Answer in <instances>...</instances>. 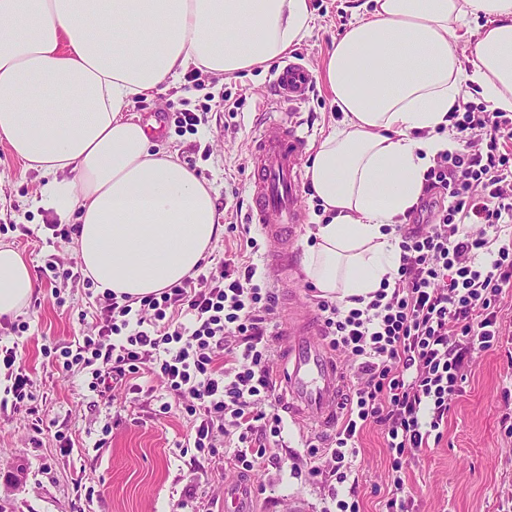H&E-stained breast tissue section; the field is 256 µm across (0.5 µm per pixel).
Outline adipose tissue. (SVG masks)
<instances>
[{
  "label": "adipose tissue",
  "instance_id": "obj_1",
  "mask_svg": "<svg viewBox=\"0 0 512 512\" xmlns=\"http://www.w3.org/2000/svg\"><path fill=\"white\" fill-rule=\"evenodd\" d=\"M372 3L328 59L343 119L306 173L331 219L309 229L303 271L341 301L392 281L387 228L453 147L464 90L512 112V0ZM478 14L488 23L461 59L455 43ZM312 22L309 0H0V139L48 176L39 207L77 219L75 252L98 290L140 299L179 284L222 232L212 185L127 118L133 99L191 69L265 66ZM33 293L27 262L0 243V317Z\"/></svg>",
  "mask_w": 512,
  "mask_h": 512
}]
</instances>
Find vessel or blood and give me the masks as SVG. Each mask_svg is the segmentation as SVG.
Returning a JSON list of instances; mask_svg holds the SVG:
<instances>
[{
	"instance_id": "1",
	"label": "vessel or blood",
	"mask_w": 512,
	"mask_h": 512,
	"mask_svg": "<svg viewBox=\"0 0 512 512\" xmlns=\"http://www.w3.org/2000/svg\"><path fill=\"white\" fill-rule=\"evenodd\" d=\"M315 82L313 72L290 61L272 80L276 102L296 106L304 102ZM308 143L297 122L268 123L256 137L251 152L249 190L252 204L247 223L260 225L274 247L272 262L291 273V228L301 222L297 187L301 181L300 160ZM285 344L280 353L285 364L283 404L292 422L312 425L317 432L335 428L343 393V368L323 340L320 325L304 308L288 306Z\"/></svg>"
}]
</instances>
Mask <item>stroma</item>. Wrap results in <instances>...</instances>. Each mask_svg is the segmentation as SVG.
I'll return each instance as SVG.
<instances>
[{"label": "stroma", "mask_w": 512, "mask_h": 512, "mask_svg": "<svg viewBox=\"0 0 512 512\" xmlns=\"http://www.w3.org/2000/svg\"><path fill=\"white\" fill-rule=\"evenodd\" d=\"M366 0H310L314 13L311 33L292 46L290 54L302 59L316 80L306 101L290 111L271 107V82L281 60L267 68L242 71L236 76H202L199 83L181 78L175 86L134 99L130 114L140 121L151 115L165 117L153 140L176 152L182 164L210 182L216 191L217 221L223 232L209 255L257 266L274 279L271 247L259 228H252L256 248L234 231L248 205L250 149L259 130L270 120L294 116L308 133L302 159L310 164L319 143L339 125L343 115L324 77L325 62L336 42L355 19L354 9ZM242 100L238 112L225 111L224 95ZM185 106L203 114L197 132L179 128L175 109ZM48 182L41 172L26 168L5 141H0V242L15 246L30 269L49 257L64 265H78L71 243L52 239L53 212L34 208ZM40 227L39 237L26 228ZM35 290L21 318L29 322L23 336H15L0 322V343H19L23 361L34 379L35 403L43 411L44 431L32 437L30 419L18 414L0 425V512H224L227 485L247 480L252 487V512H322L329 484L312 475L304 444L328 440L311 426L286 424L278 445L280 466H264L240 475L227 461L195 449H182L192 422L179 408L161 412L166 391L157 374H149L152 394L116 391L111 405L90 392L79 373L64 372L44 348L61 346L89 331L81 313H94L82 285H62L53 297L46 279H35ZM281 301L274 317L275 334H282L289 300L315 311L318 290L312 289L302 269L279 286ZM464 392L453 404L441 428L438 443L423 449L405 472L414 499L412 512H497L512 497V435L503 418L512 414V359L503 348L480 353L467 374ZM111 434H102L104 424ZM75 433L78 452L61 454L55 433ZM356 492L360 512H384L389 496L388 473L392 458L379 427L370 426L359 438ZM95 490L86 499L73 488L75 474Z\"/></svg>", "instance_id": "obj_1"}]
</instances>
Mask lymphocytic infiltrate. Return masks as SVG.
<instances>
[{
	"label": "lymphocytic infiltrate",
	"mask_w": 512,
	"mask_h": 512,
	"mask_svg": "<svg viewBox=\"0 0 512 512\" xmlns=\"http://www.w3.org/2000/svg\"><path fill=\"white\" fill-rule=\"evenodd\" d=\"M449 119L466 152L443 151L428 168L420 203L395 225L400 265L393 288L379 289L351 309L317 302L325 337L348 362L352 396L330 446L309 445L338 487L359 455V436L378 426L392 456L386 512H410L405 468L440 428L462 394L474 352L505 341L501 302L512 292V113L459 100ZM254 265L221 261L142 298L97 295L95 333L60 347L64 371L79 370L90 391L141 394L138 379L158 370L166 391L192 419L187 447L214 448L227 439L235 468L279 463L256 432L280 437L275 353L269 345L276 310L273 288L258 283ZM0 419L23 412L41 433L33 380L17 346L0 345ZM330 493L323 512H359Z\"/></svg>",
	"instance_id": "f902f5d3"
}]
</instances>
